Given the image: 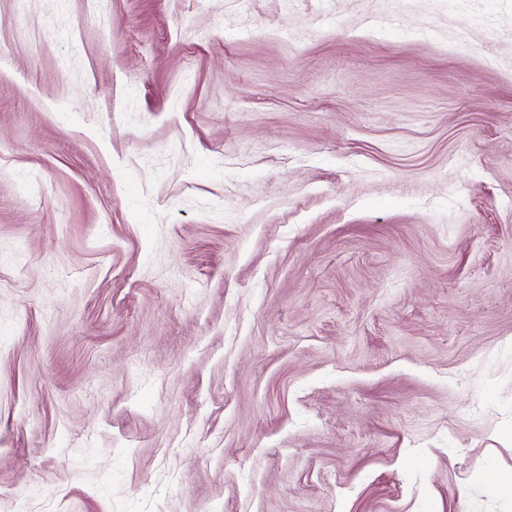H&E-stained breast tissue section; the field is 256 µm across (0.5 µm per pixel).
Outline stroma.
Instances as JSON below:
<instances>
[{"mask_svg":"<svg viewBox=\"0 0 512 512\" xmlns=\"http://www.w3.org/2000/svg\"><path fill=\"white\" fill-rule=\"evenodd\" d=\"M0 60V512H512V0H0Z\"/></svg>","mask_w":512,"mask_h":512,"instance_id":"1","label":"stroma"}]
</instances>
